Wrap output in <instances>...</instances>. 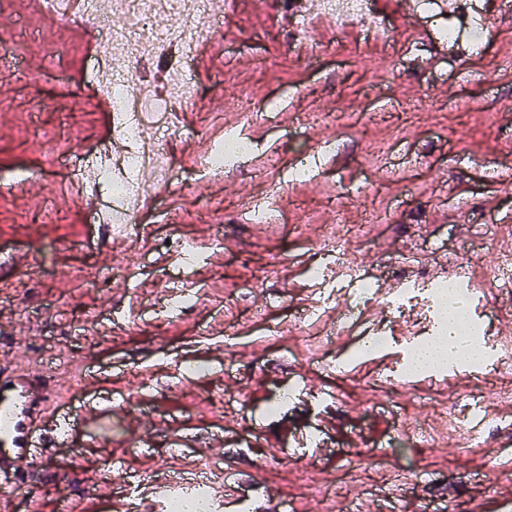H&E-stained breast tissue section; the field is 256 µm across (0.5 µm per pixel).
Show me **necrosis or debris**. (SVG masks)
I'll list each match as a JSON object with an SVG mask.
<instances>
[{
  "label": "necrosis or debris",
  "mask_w": 512,
  "mask_h": 512,
  "mask_svg": "<svg viewBox=\"0 0 512 512\" xmlns=\"http://www.w3.org/2000/svg\"><path fill=\"white\" fill-rule=\"evenodd\" d=\"M332 14L338 30L351 23L368 20L372 15L370 0H314L307 11L296 14L297 31H304L314 16ZM178 14L183 18L176 27L157 23L164 15ZM84 18L93 22L91 38L96 46L93 60L103 66L122 60L126 68L121 77L110 83L94 86L93 93L106 102L111 112L112 131L121 142L120 164H113L111 155H103L88 163L94 188H105L110 199L109 209L101 216L104 225L120 224L125 234L140 231V214L132 208L137 194L136 185L143 170L149 166L162 169L167 179H174L175 170L163 140H150L146 128L173 133L171 117L180 106L198 102L200 92L194 75L195 58L189 54H173L174 44L197 40L200 29L221 31L224 14L212 0H108L99 8L96 0H85ZM165 58L161 72L162 89L144 88L132 65L145 57ZM253 150L252 141L244 134H229L205 157L201 168L211 175L223 173ZM362 226L340 224L327 232L322 244V262L314 270L317 279L345 276L354 285L356 304H384L390 314L405 315L412 308H422L428 323V333L442 335L446 328L443 311L448 298L470 302L471 291L464 280L469 272L468 254L455 256L447 271L427 275L421 282L383 295L373 280L362 277L359 270L345 269L342 255L345 246L363 237Z\"/></svg>",
  "instance_id": "necrosis-or-debris-1"
}]
</instances>
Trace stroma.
<instances>
[{
	"label": "stroma",
	"mask_w": 512,
	"mask_h": 512,
	"mask_svg": "<svg viewBox=\"0 0 512 512\" xmlns=\"http://www.w3.org/2000/svg\"><path fill=\"white\" fill-rule=\"evenodd\" d=\"M285 4L264 10L237 0L219 36L201 34L197 72L202 95L183 113L167 148L175 183L154 193L140 235L105 237L85 214L69 180L49 164V149L73 144L101 151L110 121L86 86L90 46L38 0H0V42L21 47L29 66L16 73L0 58V179L38 177L0 192V385L37 370L56 390L33 419L43 429L79 412L82 424L40 474L37 494L16 490L19 512H137L160 479L216 465L244 503L287 500L293 512H512V499L489 493L512 485V407L491 410L489 429L469 450L448 433L443 410L461 391L490 383L512 388V369L478 375L458 365L428 369L395 384L406 339L352 357L388 314L383 305L354 314L332 340L345 372L315 359L319 336L351 303L346 288L315 284L306 270L337 219L366 225L344 262L390 282L389 267L420 271L437 247L441 262L495 227L472 266L482 301L472 314L497 343L512 321V292L492 293L485 275L512 238V0H489L476 16L492 32L483 50L442 42L447 15L413 8L376 10L371 22L337 32L320 16L304 43L292 40ZM55 93L40 124L37 94ZM247 95L261 113L242 124L232 105ZM339 124H307L313 112ZM372 121H364V114ZM245 131L254 151L217 177L198 175L200 159L229 131ZM311 159L314 174L292 184L288 171ZM275 217L251 220L252 204ZM387 220L371 224L367 216ZM221 245H214V238ZM202 253L182 264L179 240ZM135 282L116 276L94 287L119 259ZM187 291L186 309L165 313L171 292ZM303 337H295L296 324ZM148 387H141V380ZM287 403L267 408L280 390ZM132 409H116L128 393ZM130 482L111 480L112 464Z\"/></svg>",
	"instance_id": "35a3bbf8"
}]
</instances>
